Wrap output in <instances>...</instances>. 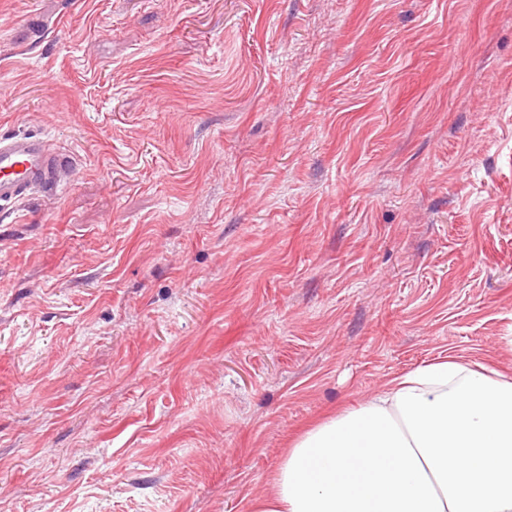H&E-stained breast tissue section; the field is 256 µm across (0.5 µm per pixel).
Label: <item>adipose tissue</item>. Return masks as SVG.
I'll return each mask as SVG.
<instances>
[{
  "label": "adipose tissue",
  "mask_w": 512,
  "mask_h": 512,
  "mask_svg": "<svg viewBox=\"0 0 512 512\" xmlns=\"http://www.w3.org/2000/svg\"><path fill=\"white\" fill-rule=\"evenodd\" d=\"M253 512H512V375L451 356L310 427Z\"/></svg>",
  "instance_id": "adipose-tissue-1"
}]
</instances>
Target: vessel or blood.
<instances>
[{"label": "vessel or blood", "mask_w": 512, "mask_h": 512, "mask_svg": "<svg viewBox=\"0 0 512 512\" xmlns=\"http://www.w3.org/2000/svg\"><path fill=\"white\" fill-rule=\"evenodd\" d=\"M60 165V155L42 138H0V202H18L35 189L50 185Z\"/></svg>", "instance_id": "obj_1"}]
</instances>
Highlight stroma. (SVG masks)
Wrapping results in <instances>:
<instances>
[{"label": "stroma", "mask_w": 512, "mask_h": 512, "mask_svg": "<svg viewBox=\"0 0 512 512\" xmlns=\"http://www.w3.org/2000/svg\"><path fill=\"white\" fill-rule=\"evenodd\" d=\"M0 512H251L416 366L512 371V0H0ZM59 165V153L43 138H0V202L16 203L50 185Z\"/></svg>", "instance_id": "1"}]
</instances>
